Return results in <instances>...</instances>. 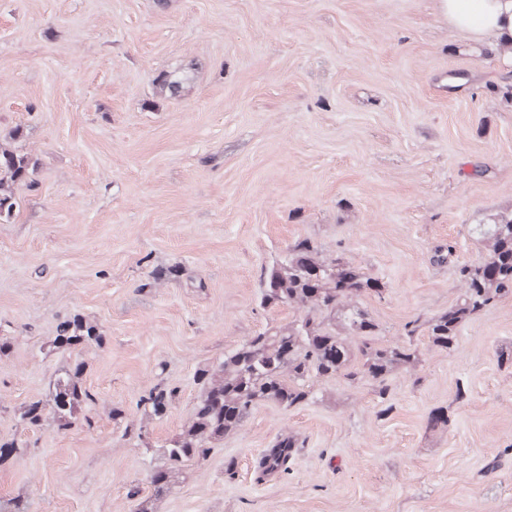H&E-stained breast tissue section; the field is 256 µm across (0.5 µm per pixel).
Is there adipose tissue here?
Listing matches in <instances>:
<instances>
[{
    "mask_svg": "<svg viewBox=\"0 0 512 512\" xmlns=\"http://www.w3.org/2000/svg\"><path fill=\"white\" fill-rule=\"evenodd\" d=\"M450 24L473 45L512 40V0H440Z\"/></svg>",
    "mask_w": 512,
    "mask_h": 512,
    "instance_id": "adipose-tissue-1",
    "label": "adipose tissue"
}]
</instances>
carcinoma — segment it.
<instances>
[{
    "mask_svg": "<svg viewBox=\"0 0 512 512\" xmlns=\"http://www.w3.org/2000/svg\"><path fill=\"white\" fill-rule=\"evenodd\" d=\"M195 80L192 70L176 68L158 73L153 79L155 94L175 98ZM23 137L21 126L0 131V221L10 220L19 207L20 190L34 185L30 175L38 158L15 143ZM490 255L484 261L460 269L461 303L435 319L431 337L435 344L452 346L464 318L488 305L504 291H512V213L494 221L489 236ZM372 281L341 258L326 259L306 241L290 252L285 261L267 270L263 297L268 303L295 309L300 319L282 330L253 336L240 348L224 356L212 369L199 372L203 394L193 417L182 434L171 441L170 460L186 462L206 452L205 445L235 431L250 409L261 400H272L284 407L306 399V380L312 375H336L347 367L348 348L325 326L336 317L343 300L366 288ZM355 334L373 327L359 310L345 317ZM101 341L98 327L80 316L63 322L53 344L68 350L77 343ZM367 372L381 379L394 365L411 358L400 346H376L371 339L362 342ZM79 372L67 370L57 379L51 412L59 421H70L91 400L79 386ZM173 391L153 388L143 402L150 414L161 417L160 407L171 405Z\"/></svg>",
    "mask_w": 512,
    "mask_h": 512,
    "instance_id": "cac0c4a2",
    "label": "carcinoma"
}]
</instances>
